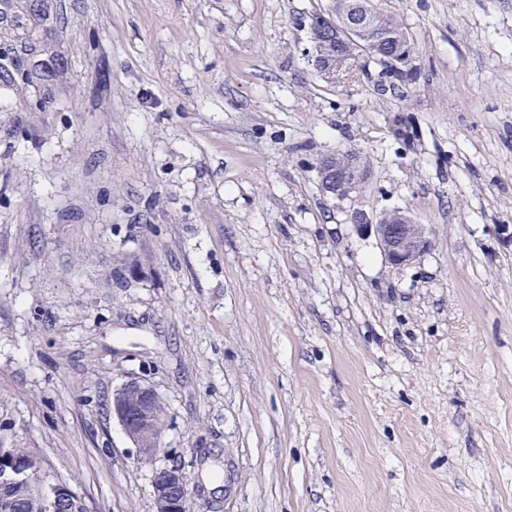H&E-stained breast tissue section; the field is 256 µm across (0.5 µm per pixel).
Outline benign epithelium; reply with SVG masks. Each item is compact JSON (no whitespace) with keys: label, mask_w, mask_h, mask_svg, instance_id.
Here are the masks:
<instances>
[{"label":"benign epithelium","mask_w":512,"mask_h":512,"mask_svg":"<svg viewBox=\"0 0 512 512\" xmlns=\"http://www.w3.org/2000/svg\"><path fill=\"white\" fill-rule=\"evenodd\" d=\"M365 18L355 15L338 18L331 13L311 18L308 24L310 47L306 49L308 62L322 78L335 74L327 69L319 54L323 41L341 45L360 32ZM319 187L324 196L344 199L359 191L370 179V172L361 162V155L353 149L342 154L327 155L318 161ZM348 221L361 234L374 236L386 263L404 267L419 260L431 248L427 225L416 222L403 211H389L374 219L362 211H353ZM161 398L155 386L145 378H131L112 394V416L117 419L126 436L138 449L140 458L152 461L159 452L154 443L157 420L155 407ZM35 460L29 454L11 455L0 452V485L13 483L25 477ZM154 512H185L184 502L191 496L187 473L182 464L172 461L157 467L152 476ZM75 496L66 483L44 485L39 490L42 512H66L67 504Z\"/></svg>","instance_id":"1"}]
</instances>
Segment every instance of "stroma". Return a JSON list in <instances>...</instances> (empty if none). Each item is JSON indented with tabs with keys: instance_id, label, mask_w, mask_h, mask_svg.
<instances>
[{
	"instance_id": "35a3bbf8",
	"label": "stroma",
	"mask_w": 512,
	"mask_h": 512,
	"mask_svg": "<svg viewBox=\"0 0 512 512\" xmlns=\"http://www.w3.org/2000/svg\"><path fill=\"white\" fill-rule=\"evenodd\" d=\"M32 2L0 0V448L86 512H153L172 458L193 512H512V0H380L385 93L309 65L329 0ZM350 147L369 182L324 198ZM391 209L431 232L406 267L347 221ZM341 152L343 155L339 156ZM361 155L358 150L345 149L318 161L319 187L324 196L334 200L344 199L369 181L368 159L362 151ZM160 401L155 386L142 377L125 381L112 394V416L138 449L140 458L148 462L153 461L160 450L154 443L155 425L156 434L161 437L166 416Z\"/></svg>"
}]
</instances>
